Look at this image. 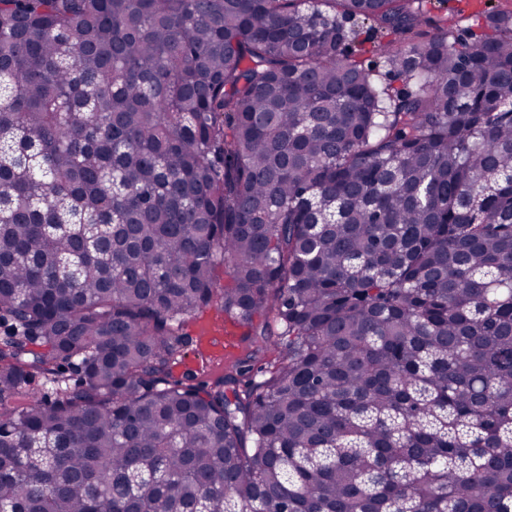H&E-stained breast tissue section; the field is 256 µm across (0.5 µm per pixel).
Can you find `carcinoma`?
Returning <instances> with one entry per match:
<instances>
[{
	"label": "carcinoma",
	"mask_w": 512,
	"mask_h": 512,
	"mask_svg": "<svg viewBox=\"0 0 512 512\" xmlns=\"http://www.w3.org/2000/svg\"><path fill=\"white\" fill-rule=\"evenodd\" d=\"M462 21L0 0V512H512V11ZM212 318L222 319L224 322V314L222 316L217 314L214 309H206L190 318L186 323L184 332L188 336H186V344L182 348L181 360L174 369L175 376H180L186 369H203L205 371L203 379L212 381L224 375L227 367L244 354L245 345L241 341L242 336H240L237 352L232 357H226L224 356V344L221 351L219 343L221 340L223 343H230L233 336L231 332H227L226 336H204L202 334V324ZM207 338L216 344V348L210 349L208 347Z\"/></svg>",
	"instance_id": "carcinoma-1"
}]
</instances>
